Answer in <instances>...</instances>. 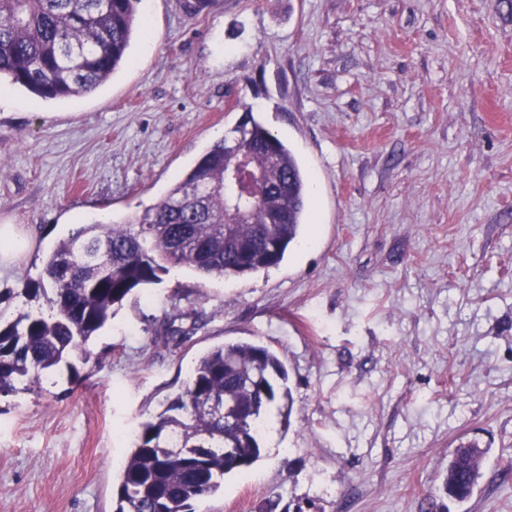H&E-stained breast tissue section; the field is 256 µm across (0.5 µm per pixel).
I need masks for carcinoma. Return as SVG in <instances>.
<instances>
[{
  "label": "carcinoma",
  "instance_id": "obj_1",
  "mask_svg": "<svg viewBox=\"0 0 512 512\" xmlns=\"http://www.w3.org/2000/svg\"><path fill=\"white\" fill-rule=\"evenodd\" d=\"M141 0H0V84L44 99L95 90L126 63L141 17ZM249 157L266 180L238 196L243 224H220L228 213L227 157ZM191 186L206 189L185 202ZM312 180L288 145L251 119L214 143L160 201L126 224H89L60 240L42 276L18 294L42 299L48 312H25L0 325V395L42 388L43 377L112 318L134 292L171 268L202 277L232 278L280 265L306 225ZM172 307L156 335L178 346L197 327ZM284 362L270 347L226 343L202 355L189 380L155 418L134 435L113 501V512H195L193 503L215 493L229 474L248 475L267 436L266 415L288 426L293 404ZM487 449L462 443L448 458L447 494L463 502L483 476Z\"/></svg>",
  "mask_w": 512,
  "mask_h": 512
}]
</instances>
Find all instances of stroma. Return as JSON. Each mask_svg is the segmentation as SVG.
I'll return each mask as SVG.
<instances>
[{"label":"stroma","instance_id":"35a3bbf8","mask_svg":"<svg viewBox=\"0 0 512 512\" xmlns=\"http://www.w3.org/2000/svg\"><path fill=\"white\" fill-rule=\"evenodd\" d=\"M94 92L0 108V315L27 305L71 219L156 203L244 112L316 185L275 268L174 269L132 294L42 391L0 396V512H112L130 430L229 342L284 361L290 423L196 512H512V0H141ZM205 324L173 347V303ZM487 448L471 498L442 489ZM0 263L9 264L28 248V241L15 224L0 225ZM486 448L476 442L461 443L448 458V469L443 478L447 494L458 501L471 497L483 476Z\"/></svg>","mask_w":512,"mask_h":512}]
</instances>
